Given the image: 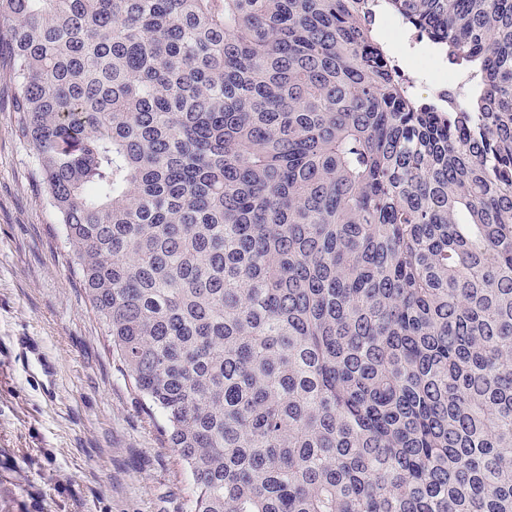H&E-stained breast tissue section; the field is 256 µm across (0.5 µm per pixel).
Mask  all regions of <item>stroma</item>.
Masks as SVG:
<instances>
[{"label": "stroma", "mask_w": 512, "mask_h": 512, "mask_svg": "<svg viewBox=\"0 0 512 512\" xmlns=\"http://www.w3.org/2000/svg\"><path fill=\"white\" fill-rule=\"evenodd\" d=\"M0 40V512H190L189 470L90 308Z\"/></svg>", "instance_id": "obj_1"}]
</instances>
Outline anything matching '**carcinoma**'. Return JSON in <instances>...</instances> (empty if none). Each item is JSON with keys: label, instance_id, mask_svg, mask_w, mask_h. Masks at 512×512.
I'll return each mask as SVG.
<instances>
[{"label": "carcinoma", "instance_id": "1", "mask_svg": "<svg viewBox=\"0 0 512 512\" xmlns=\"http://www.w3.org/2000/svg\"><path fill=\"white\" fill-rule=\"evenodd\" d=\"M0 0L19 136L191 512H512V0ZM368 3L373 23H377V35L389 49L410 93L433 102L439 110L464 112L476 84L474 74L466 70L449 72L448 52L444 48L426 42L418 32L388 12L385 2L370 0ZM410 58H417L418 65L414 75L406 78L401 65Z\"/></svg>", "mask_w": 512, "mask_h": 512}]
</instances>
